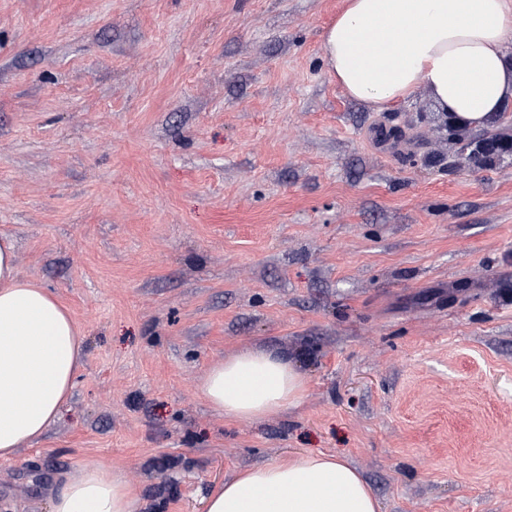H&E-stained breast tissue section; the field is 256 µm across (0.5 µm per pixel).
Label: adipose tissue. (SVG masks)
<instances>
[{
	"label": "adipose tissue",
	"instance_id": "1",
	"mask_svg": "<svg viewBox=\"0 0 512 512\" xmlns=\"http://www.w3.org/2000/svg\"><path fill=\"white\" fill-rule=\"evenodd\" d=\"M323 58L352 100L381 112L428 90L439 110L473 127L512 108V0H346L323 33ZM82 340L67 309L19 277L15 245L0 238V458L41 440L74 389ZM306 382L286 354L254 348L225 358L199 391L231 423L297 405ZM122 472L88 464L67 476L51 512H137ZM207 512H379L345 459L299 453L237 474Z\"/></svg>",
	"mask_w": 512,
	"mask_h": 512
}]
</instances>
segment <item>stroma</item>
<instances>
[{
    "label": "stroma",
    "mask_w": 512,
    "mask_h": 512,
    "mask_svg": "<svg viewBox=\"0 0 512 512\" xmlns=\"http://www.w3.org/2000/svg\"><path fill=\"white\" fill-rule=\"evenodd\" d=\"M342 0H0V237L83 339L62 419L0 460V512L84 464L139 512L322 452L379 512H512V158L473 167L426 92L383 112L322 55ZM298 407L224 421L250 348ZM305 379L284 353L254 348L208 370L199 391L231 423L255 422L299 404Z\"/></svg>",
    "instance_id": "stroma-1"
}]
</instances>
